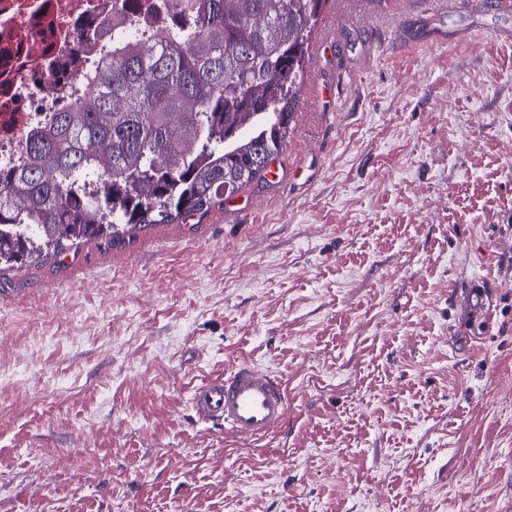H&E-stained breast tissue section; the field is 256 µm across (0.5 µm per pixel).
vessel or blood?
<instances>
[{
	"label": "vessel or blood",
	"mask_w": 512,
	"mask_h": 512,
	"mask_svg": "<svg viewBox=\"0 0 512 512\" xmlns=\"http://www.w3.org/2000/svg\"><path fill=\"white\" fill-rule=\"evenodd\" d=\"M190 404L198 419L219 422L237 438L269 436L288 417V393L271 370L240 363L196 384Z\"/></svg>",
	"instance_id": "vessel-or-blood-1"
}]
</instances>
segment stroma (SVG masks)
<instances>
[{"label":"stroma","instance_id":"stroma-1","mask_svg":"<svg viewBox=\"0 0 512 512\" xmlns=\"http://www.w3.org/2000/svg\"><path fill=\"white\" fill-rule=\"evenodd\" d=\"M495 2L328 0L279 154L297 176L0 274V512H512ZM243 362L288 390L259 441L189 403Z\"/></svg>","mask_w":512,"mask_h":512}]
</instances>
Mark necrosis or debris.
Wrapping results in <instances>:
<instances>
[{"label":"necrosis or debris","mask_w":512,"mask_h":512,"mask_svg":"<svg viewBox=\"0 0 512 512\" xmlns=\"http://www.w3.org/2000/svg\"><path fill=\"white\" fill-rule=\"evenodd\" d=\"M120 0H0V168L19 165L29 136L81 95L99 53L74 55L78 25Z\"/></svg>","instance_id":"4bbe7bcc"}]
</instances>
